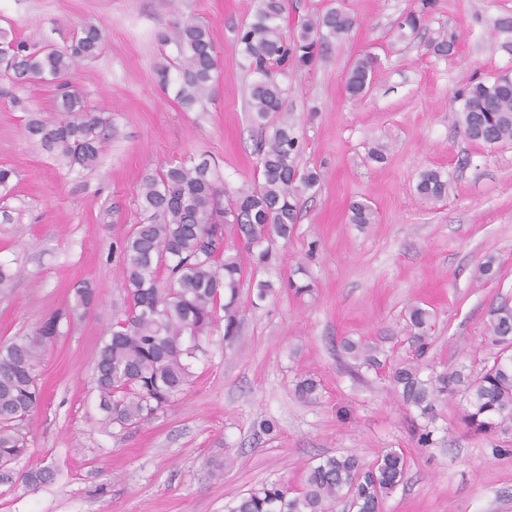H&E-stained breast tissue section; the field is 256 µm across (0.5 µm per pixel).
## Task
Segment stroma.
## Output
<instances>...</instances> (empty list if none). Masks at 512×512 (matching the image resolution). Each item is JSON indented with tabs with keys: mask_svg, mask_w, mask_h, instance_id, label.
Here are the masks:
<instances>
[{
	"mask_svg": "<svg viewBox=\"0 0 512 512\" xmlns=\"http://www.w3.org/2000/svg\"><path fill=\"white\" fill-rule=\"evenodd\" d=\"M421 2L285 0L292 29L336 6L358 21L287 79L297 163L319 170L320 185L289 242L275 244L276 293L248 308L233 343L214 327L192 384L150 421L123 429L103 423L92 383L121 300L114 247L140 219L141 178L172 159L208 160L229 195L251 185L260 132L247 106L253 76L235 42L259 0H0V28L35 44L62 48L81 25L104 27L97 54L68 79L112 119L98 167L69 170L28 138L27 115L10 99L19 94L46 114L54 85L20 89L0 73V167L16 171L12 194L0 198L12 216L0 223V262L21 272L0 294V343L73 305L81 285L95 292L44 356L42 402L25 425L29 453L14 465L55 476L0 486V512H225L251 489L301 487L319 457L371 463L391 448L406 454L408 471L383 512H512V431H468L459 395L425 420L386 373L356 372L342 348L348 338L377 345L390 366L413 357L409 311L420 306L435 315L431 368L476 373L497 351L489 309L512 305V144L472 142L452 119L460 89L512 73V0H429L423 27L399 34ZM190 22L209 28L219 67L209 97L188 108L157 69L176 56L161 35ZM444 38L456 42L452 55L433 49ZM364 55L378 67L355 99L346 75ZM375 143L384 160L369 158ZM428 169L447 176L445 199L417 195ZM356 200L370 202L374 223H349ZM488 260L495 274L486 278L479 268ZM288 279L312 288L296 294ZM306 377L319 384L315 398L296 390Z\"/></svg>",
	"mask_w": 512,
	"mask_h": 512,
	"instance_id": "stroma-1",
	"label": "stroma"
}]
</instances>
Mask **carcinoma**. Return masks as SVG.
<instances>
[{"instance_id":"cac0c4a2","label":"carcinoma","mask_w":512,"mask_h":512,"mask_svg":"<svg viewBox=\"0 0 512 512\" xmlns=\"http://www.w3.org/2000/svg\"><path fill=\"white\" fill-rule=\"evenodd\" d=\"M421 4L422 10L407 14L398 29L414 32L421 26L427 0ZM284 21L282 0H260L236 37L245 67L255 76L249 92L253 122L263 131L271 129L259 142L254 184L223 206L224 190L207 164L190 158L171 161L141 179V219L117 245L123 303L113 310L109 335L93 361L94 389L108 424L138 426L170 406L191 384L194 363L206 353L204 337L217 319L224 320V340H233L243 319L239 294L244 276L254 281L252 306L274 292L273 282L262 278L272 266L273 245L278 238L288 240L303 198L320 182L316 170H301L295 163L301 143L293 116L283 110L288 93L284 78L294 68L312 65L323 39L342 37L357 25L341 7L328 9L290 36L284 33ZM102 37L101 27L87 24L70 46L59 49L33 45L0 30V44L12 47L0 71L20 84L40 80L57 87L55 110L49 116L29 111L28 101L19 96L12 97V105L28 113L29 136L72 170L94 169L112 135V120L90 110L82 94L66 82L76 61L96 54ZM163 41L176 47V95L191 107L209 95L218 67L209 30L191 23L163 36ZM375 65L373 56L352 63L346 80L350 96L366 93ZM458 98L462 107L453 116L469 140L487 146L512 143V77L472 82ZM416 191L426 201L441 200L448 195V181L440 172L427 170L420 174ZM349 221L372 224L374 212L368 204L354 202ZM226 224L236 229L243 243L249 258L246 267L239 255L226 254ZM92 297L88 286L76 289L75 305L69 310L43 318L32 337L0 345V485L16 483L12 464L28 453L22 423L42 400L38 371L43 355L62 336L63 320L90 305ZM489 316L491 343L499 347L498 353L512 354V307L497 305ZM432 317L421 307L410 313L421 355L429 347ZM345 349L360 366L382 369L375 347L348 341ZM389 377L404 401L424 418L433 417L437 400L461 393L467 402L463 420L471 430H512V357H493L475 376L461 369L425 375L417 358L394 366ZM406 471L405 455L394 449L370 464L354 455H329L307 467L302 488L274 484L250 491L227 512H333L338 503L349 505L352 512H382L383 502L403 482ZM51 476L47 467H32L23 480L37 486Z\"/></svg>"}]
</instances>
